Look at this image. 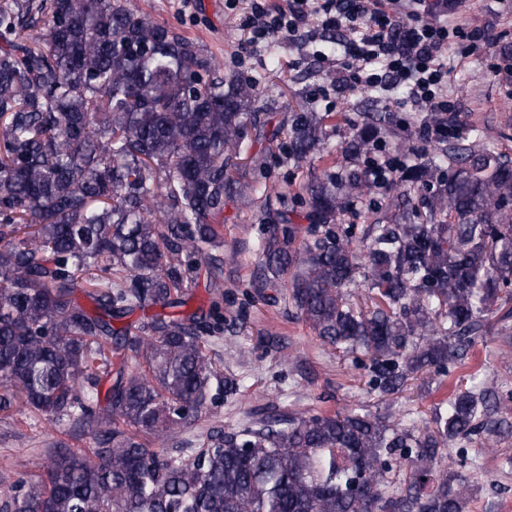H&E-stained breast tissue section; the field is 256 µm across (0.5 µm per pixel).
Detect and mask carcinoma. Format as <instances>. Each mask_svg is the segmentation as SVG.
<instances>
[{
  "label": "carcinoma",
  "instance_id": "obj_1",
  "mask_svg": "<svg viewBox=\"0 0 512 512\" xmlns=\"http://www.w3.org/2000/svg\"><path fill=\"white\" fill-rule=\"evenodd\" d=\"M256 81L224 75L191 40L132 0L0 3V411L17 406L90 433L86 454L52 456L46 478L0 471V512H465L479 456L467 445L501 436L500 402L483 379L458 377L428 425L362 407L343 413L264 409L194 448L155 450L236 394L207 351L203 308L184 288L213 263L215 224L235 196L232 170L262 123ZM324 116L299 106L268 140L288 135L306 163ZM440 152L401 164L394 184L432 188L410 224H370L365 261L335 223L375 192L365 175L307 186L297 237L273 227L266 283L285 275L289 301L324 344L368 355L370 388L399 391L422 370L439 379L466 365L495 306L512 300V164L475 127L429 113ZM396 125L367 116L358 155ZM364 284L372 308L347 301ZM139 310L138 325L114 326ZM121 351L113 383L108 351ZM459 445L463 470L440 468Z\"/></svg>",
  "mask_w": 512,
  "mask_h": 512
}]
</instances>
